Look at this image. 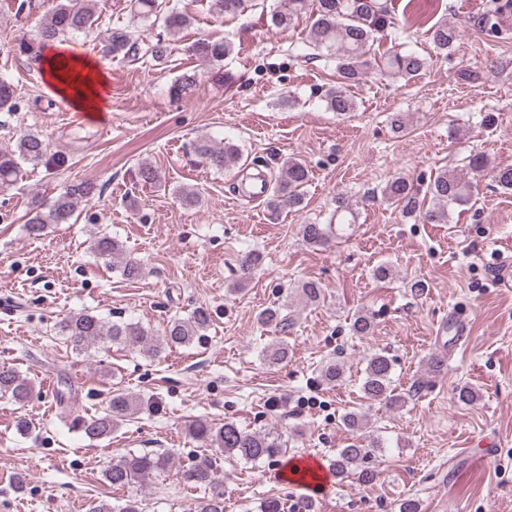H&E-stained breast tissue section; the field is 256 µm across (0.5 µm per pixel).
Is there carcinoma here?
<instances>
[{
  "label": "carcinoma",
  "instance_id": "1",
  "mask_svg": "<svg viewBox=\"0 0 512 512\" xmlns=\"http://www.w3.org/2000/svg\"><path fill=\"white\" fill-rule=\"evenodd\" d=\"M133 20L143 26L163 19L169 34L178 33L191 26L194 14L189 4L170 5L164 0H127ZM210 11L218 18L242 14L256 6V0H209ZM303 13L310 14L311 24L303 46L297 56L317 59L322 56L336 59V84L323 95L325 108L339 119L351 117L357 110L356 99L351 89L363 77L380 72L391 78L410 82L419 77L428 67L426 58L413 52L391 50L380 62L371 54V47L377 39L385 36L394 21L387 6V0H285L283 7L270 14V26L286 29L295 18ZM96 23L93 0H50V7L31 37H21L13 51L30 60L38 59L45 46L56 40H64L80 34H88ZM459 37L457 28L442 21L430 28L429 39L436 53L448 56ZM102 56L105 58L151 57L155 62L163 61L169 54V45L161 36L140 43L127 27L116 26L107 30L102 40ZM189 52L198 58L219 62L233 53L228 40L201 39L189 46ZM196 74H183L175 78L168 87L169 96L181 99L196 82ZM16 107L15 89L11 82L0 77V112H11ZM50 152V144L42 135L34 132L22 133L16 149L0 150V193L12 190L23 179V164L37 163ZM196 153L209 167L217 171H230L241 160L237 145L224 141L215 143L202 140L196 146ZM467 167L472 174L490 171L492 181L503 192L512 191V166H489V160L479 154L468 156ZM309 169L298 159H288L278 169L271 182L265 204L270 219L277 220L288 210H298L304 203V189L309 182ZM477 190V184L465 174L443 169L421 189L414 186L406 175L389 178L381 189V195L395 204L406 217H418L429 224H446L449 209L454 205L470 203ZM96 185L87 180H76L66 185L48 205L40 201L33 203L26 230L32 237L40 236L50 224H68L73 219L78 204L89 200L95 194ZM357 202L346 194L335 198V209L328 224H303L300 226L302 240L312 247H323L336 236L337 227L355 223ZM93 252L101 258L120 263L121 274L128 280H137L144 274L141 261L126 256L122 241L110 236L98 237L92 244ZM264 255L249 250L240 259L235 270L236 278L229 291L241 290L249 279L262 267ZM300 293L306 303L316 305L323 301V288L316 280H307L300 285ZM283 306L272 305L257 316V323L263 329H272L286 334L293 327L292 319L282 313ZM211 316L207 309L199 308L187 318L171 320L161 336L155 335L138 322L127 320L109 322L89 311L72 312L60 322V332L66 336L71 349L77 353L97 343L132 346L144 355L155 358L166 348L190 344L195 337L203 335L210 327ZM374 318L365 311H359L351 323L356 336H369L374 331ZM289 348L279 343L267 348L263 360L270 366L280 365L288 360ZM321 377L329 384L340 381L344 367L338 361L325 364ZM57 391L60 418L69 420L68 399L72 384L61 382ZM35 390V380L22 375L13 368H0V397L19 405L29 401ZM361 391L364 398L384 402L396 407L402 397L394 393L393 361L383 352L374 353L366 360ZM135 413L133 396L123 390H114L102 414L90 419H76L74 424L79 432L91 442L101 441L112 435L123 418ZM188 433L202 441L207 447L226 456L249 462L272 461L282 456L284 443L280 435L271 432L249 431L233 421L213 426L202 420L192 424ZM383 447L381 440L368 444L351 442L337 450L330 460V467L336 477L350 474L369 485L376 481L377 472L368 466L374 451ZM173 458L165 453H128L113 461L105 470L106 480L114 487H126L142 482L150 476L169 468ZM185 482L208 492L195 507L194 512H224V492L217 478L213 458L207 454L196 457L182 473ZM91 512H140L139 502L127 501L116 509L104 501L92 506Z\"/></svg>",
  "mask_w": 512,
  "mask_h": 512
}]
</instances>
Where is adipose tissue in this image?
<instances>
[{
    "instance_id": "obj_1",
    "label": "adipose tissue",
    "mask_w": 512,
    "mask_h": 512,
    "mask_svg": "<svg viewBox=\"0 0 512 512\" xmlns=\"http://www.w3.org/2000/svg\"><path fill=\"white\" fill-rule=\"evenodd\" d=\"M39 67L49 87L68 98L75 111L101 112L108 82L92 59L68 52L66 44L56 42L43 53Z\"/></svg>"
}]
</instances>
